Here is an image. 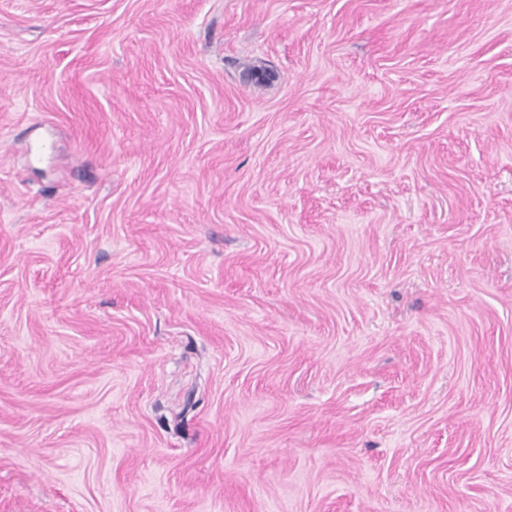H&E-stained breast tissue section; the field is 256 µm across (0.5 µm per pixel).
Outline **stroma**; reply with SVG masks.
I'll list each match as a JSON object with an SVG mask.
<instances>
[{
  "label": "stroma",
  "mask_w": 512,
  "mask_h": 512,
  "mask_svg": "<svg viewBox=\"0 0 512 512\" xmlns=\"http://www.w3.org/2000/svg\"><path fill=\"white\" fill-rule=\"evenodd\" d=\"M0 512H512V0H0Z\"/></svg>",
  "instance_id": "35a3bbf8"
}]
</instances>
